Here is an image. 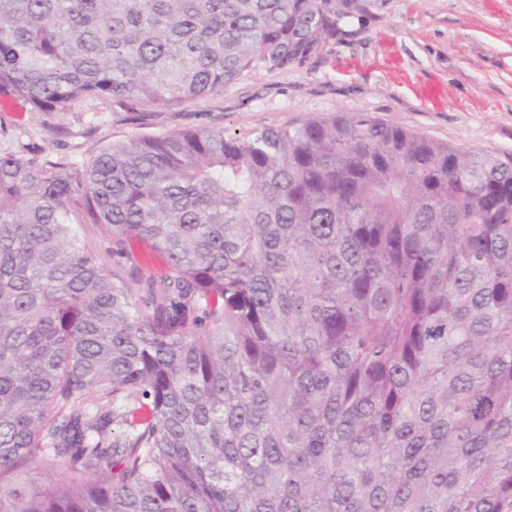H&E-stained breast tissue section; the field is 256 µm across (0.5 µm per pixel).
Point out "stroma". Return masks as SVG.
Instances as JSON below:
<instances>
[{"label": "stroma", "instance_id": "obj_1", "mask_svg": "<svg viewBox=\"0 0 512 512\" xmlns=\"http://www.w3.org/2000/svg\"><path fill=\"white\" fill-rule=\"evenodd\" d=\"M353 38L288 72L256 69L223 92L167 112L84 102L65 114L0 112V151L88 162L131 136L201 127L245 134L284 128L337 111L369 112L384 122L476 152L512 154V0H367ZM81 235L108 268L164 261L135 246L134 262L115 261L112 241L94 224Z\"/></svg>", "mask_w": 512, "mask_h": 512}]
</instances>
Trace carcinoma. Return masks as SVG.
Listing matches in <instances>:
<instances>
[{"mask_svg": "<svg viewBox=\"0 0 512 512\" xmlns=\"http://www.w3.org/2000/svg\"><path fill=\"white\" fill-rule=\"evenodd\" d=\"M366 12L0 0V110L177 109ZM0 512H512V155L368 112L1 151ZM81 237L88 240L92 246L102 257L108 269L113 268L121 271V273L128 274L133 269L134 265L130 262H126L125 259H119L112 257V240L101 230V228L95 224H82L81 225ZM119 263L116 264V262ZM136 254L135 265L139 267H148L158 279H163L172 275L170 269L164 261L142 245L134 247Z\"/></svg>", "mask_w": 512, "mask_h": 512, "instance_id": "obj_1", "label": "carcinoma"}]
</instances>
